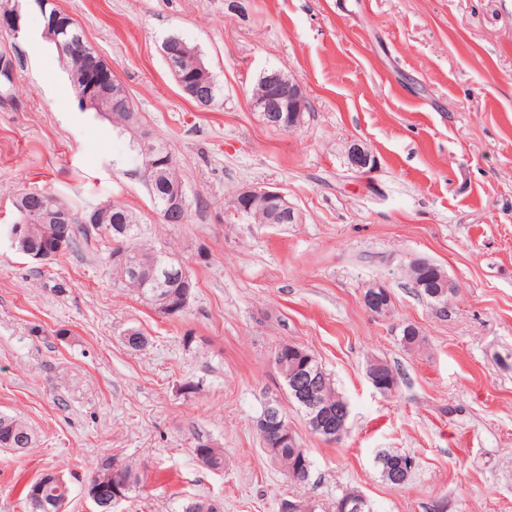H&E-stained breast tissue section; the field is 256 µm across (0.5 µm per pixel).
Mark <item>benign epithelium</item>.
Instances as JSON below:
<instances>
[{
    "label": "benign epithelium",
    "mask_w": 512,
    "mask_h": 512,
    "mask_svg": "<svg viewBox=\"0 0 512 512\" xmlns=\"http://www.w3.org/2000/svg\"><path fill=\"white\" fill-rule=\"evenodd\" d=\"M22 16L16 8L9 7L0 11V28L19 31L21 29ZM166 60L177 63L181 60L193 58L197 70L202 74L199 81H181L179 85L183 92L191 96L199 107L209 109L215 102V86L209 77V72L199 58L196 48L190 46L181 39L168 40L162 47ZM265 93L256 96L252 100V106L259 112L263 122L273 128L284 131L298 129L304 122V114L309 111L310 103L306 92L301 85L293 78L275 69L268 70L262 74ZM76 86L81 89L80 97L84 106L93 108L97 112L106 113L117 107V103L111 102V93L105 82L98 80L92 74L86 72L82 75H73ZM136 143L140 147L139 154L144 160L146 175H151L155 166L154 138L143 131ZM347 159L352 170L364 173L370 170L375 160L369 150L361 143L353 141L347 148ZM236 209L245 214L255 210H264L270 213L269 223L271 224H292L295 221V206L288 198V194L263 187L245 188L240 191L234 199ZM188 210L187 196L182 183L170 186L162 206L161 217L167 224H182L186 220ZM390 297L387 287L381 283H374L367 288L363 295V301L368 309L380 308V297ZM368 377L373 386L387 392L394 389L393 382L383 373L376 370V364H371L367 370ZM285 380L293 393L299 396L308 407L307 425L310 430L325 439L333 440L343 436L346 430V421L349 417L348 410L340 411L339 418L334 420L329 411L317 397L311 386V379L299 375L293 371L285 374ZM262 421L268 425L273 423L278 428L281 442H294L293 431L285 418L280 414L279 404L270 400L265 404ZM126 487L117 481L108 485L99 478L89 481L86 486L88 498L98 503L106 494H111L110 504L117 510L126 499Z\"/></svg>",
    "instance_id": "1"
}]
</instances>
